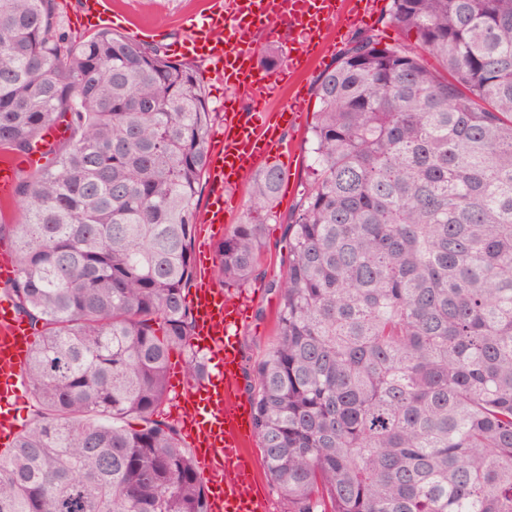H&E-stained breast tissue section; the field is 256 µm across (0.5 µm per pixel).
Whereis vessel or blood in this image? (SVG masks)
<instances>
[{"label":"vessel or blood","instance_id":"vessel-or-blood-1","mask_svg":"<svg viewBox=\"0 0 512 512\" xmlns=\"http://www.w3.org/2000/svg\"><path fill=\"white\" fill-rule=\"evenodd\" d=\"M372 0H209L201 18H186L187 34L180 51L200 63L208 76L225 87L265 104L282 86L298 75L313 55L330 44L320 34L325 29L362 21ZM88 26H112L109 0H83ZM295 32L278 68L266 71L256 62L259 35L276 37L280 27ZM299 96L278 109L243 116L224 110L222 125L211 135L206 175L214 198L201 218L208 226L224 222V192L264 167L275 154L290 155L294 148L281 137L282 125L302 117ZM190 295L194 313L192 334L204 343L212 359L224 370L196 383L199 407L177 413L187 441L195 450L198 467L210 484L211 512H269L266 499L255 490L256 462L245 447L244 405L239 401L237 350L239 305L211 286L212 264L200 259ZM33 331L16 314L8 289L0 290V444L8 445L20 425L15 412L27 391L24 372Z\"/></svg>","mask_w":512,"mask_h":512}]
</instances>
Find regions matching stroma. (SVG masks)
<instances>
[{"instance_id":"obj_1","label":"stroma","mask_w":512,"mask_h":512,"mask_svg":"<svg viewBox=\"0 0 512 512\" xmlns=\"http://www.w3.org/2000/svg\"><path fill=\"white\" fill-rule=\"evenodd\" d=\"M112 9L124 14L134 25L151 28V45L169 54L175 43L185 35L183 19L203 14L206 0H112ZM356 34V28L341 29L335 50L314 61L298 82L297 88L305 99L307 111L302 125L287 127L282 131L283 139L295 144L297 151L291 162L290 183L286 191L281 192L276 207L280 220L265 227L266 250L261 263L262 275L243 286L231 282L223 286L225 295L243 300L247 311V320L236 333L240 376H252L254 366L265 357L277 339L275 312L278 297L272 284L285 274L283 220L295 208L307 183L308 138L317 121L318 78L325 68L336 64Z\"/></svg>"}]
</instances>
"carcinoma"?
Listing matches in <instances>:
<instances>
[{"mask_svg":"<svg viewBox=\"0 0 512 512\" xmlns=\"http://www.w3.org/2000/svg\"><path fill=\"white\" fill-rule=\"evenodd\" d=\"M389 15L414 45L361 33L316 87L253 427L291 512H512V0ZM211 120L192 63L0 0V150L70 130L0 225L40 406L0 455V512H210L162 406L173 350L202 372L187 292ZM284 179L251 176L217 279L255 276Z\"/></svg>","mask_w":512,"mask_h":512,"instance_id":"1","label":"carcinoma"}]
</instances>
